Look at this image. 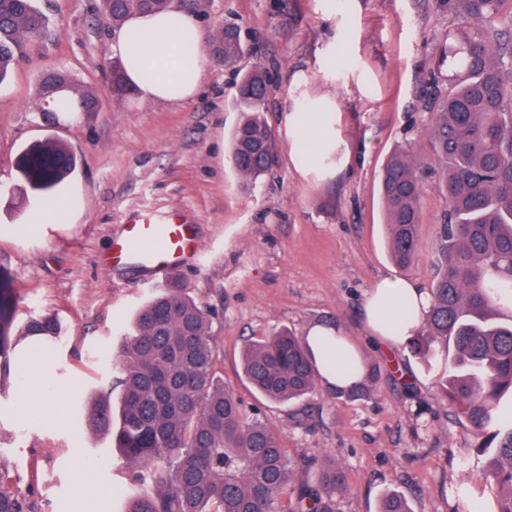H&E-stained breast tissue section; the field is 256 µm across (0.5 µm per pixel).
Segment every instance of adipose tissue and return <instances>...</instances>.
Instances as JSON below:
<instances>
[{
    "label": "adipose tissue",
    "instance_id": "1",
    "mask_svg": "<svg viewBox=\"0 0 512 512\" xmlns=\"http://www.w3.org/2000/svg\"><path fill=\"white\" fill-rule=\"evenodd\" d=\"M202 30L183 10L136 13L119 27L108 46L121 59L127 82L141 98L182 102L196 95L208 58ZM430 295L416 283L383 278L367 293L363 314L376 341L388 351L400 350L424 323Z\"/></svg>",
    "mask_w": 512,
    "mask_h": 512
}]
</instances>
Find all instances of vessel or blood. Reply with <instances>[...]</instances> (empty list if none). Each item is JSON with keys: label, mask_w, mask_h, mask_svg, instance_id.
Segmentation results:
<instances>
[{"label": "vessel or blood", "mask_w": 512, "mask_h": 512, "mask_svg": "<svg viewBox=\"0 0 512 512\" xmlns=\"http://www.w3.org/2000/svg\"><path fill=\"white\" fill-rule=\"evenodd\" d=\"M195 247L190 225L145 216L113 242L110 259L163 272L176 268Z\"/></svg>", "instance_id": "obj_1"}]
</instances>
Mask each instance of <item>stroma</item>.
<instances>
[{"mask_svg":"<svg viewBox=\"0 0 512 512\" xmlns=\"http://www.w3.org/2000/svg\"><path fill=\"white\" fill-rule=\"evenodd\" d=\"M194 2L189 13L205 34L232 22L246 47L236 68L209 62L190 100L134 93L98 112L38 111L47 69H68L85 89L107 84L102 60L116 28L99 0H37L49 30L0 84V279L15 291L16 321L55 314L65 326L58 345L30 361L33 378L57 389L58 416L26 410L14 374L0 377V457L11 487L33 494L42 512H125L128 466L117 454L86 463L110 439L81 429L72 401L86 406L106 393L135 311L165 285L136 267L105 265L113 240L141 213L174 212L197 241L179 273L216 314L218 372L304 471L332 454L347 485L335 512H378L389 491L414 512H470L474 500L494 512L484 459L466 422L439 400L435 372L410 349L381 353L361 314L383 278L432 285L445 201L428 126L436 94L448 89L436 55L462 18L448 0ZM256 65L272 75L265 117L278 161L251 187L231 164L230 142L237 85ZM309 111L321 114L323 140L336 149L331 166L295 159L292 119ZM46 138L64 142L77 168L57 190L36 193L16 160ZM406 143L424 185L419 247L402 270L388 255L379 174ZM327 321L379 371L371 396L339 398L322 383L292 404L261 399L242 376L249 339Z\"/></svg>","mask_w":512,"mask_h":512,"instance_id":"35a3bbf8","label":"stroma"}]
</instances>
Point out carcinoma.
I'll use <instances>...</instances> for the list:
<instances>
[{
	"mask_svg": "<svg viewBox=\"0 0 512 512\" xmlns=\"http://www.w3.org/2000/svg\"><path fill=\"white\" fill-rule=\"evenodd\" d=\"M472 21L448 35L438 68L448 67V93L437 97L428 128L446 203L438 236V264L431 305L414 352L429 359L431 347L448 348L440 392L474 436L485 458L483 481L498 494L495 512H512V0H451ZM105 18L119 27L133 13H157L170 0H102ZM47 17L34 0H0V84L29 41L42 35ZM226 67L238 63L243 43L226 24L209 42ZM109 83L99 91L77 87L65 69L41 75L37 95H53L62 112H97L103 100L131 94L123 65L107 61ZM270 79L257 66L238 87L240 118L232 134L231 162L250 183L265 176L276 142L264 117ZM76 166L60 142L28 147L17 168L32 190L56 189ZM420 163L406 145L388 157L380 197L389 256L408 268L419 244ZM13 289L0 282V370L20 364L10 340L23 336L47 348L63 333L56 316L39 315L13 327ZM212 318L180 279L137 311L132 331L112 362L122 388L119 422L112 404L98 399L81 416L93 432L133 466L128 512H334L346 489L343 472L325 460L317 473H301L273 427L246 417L234 391L214 371ZM302 337L283 330L252 341L244 353V377L273 403L299 400L317 387L321 369ZM377 370L336 394L370 396ZM294 503L283 501L285 492ZM0 512H39L34 497L15 491L0 465ZM379 512H413L409 500L386 495Z\"/></svg>",
	"mask_w": 512,
	"mask_h": 512,
	"instance_id": "carcinoma-1",
	"label": "carcinoma"
}]
</instances>
